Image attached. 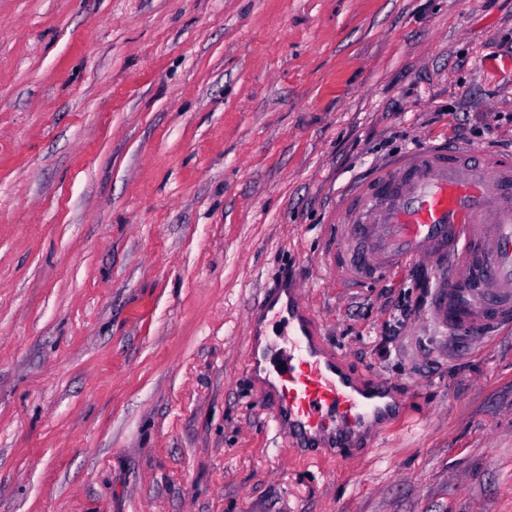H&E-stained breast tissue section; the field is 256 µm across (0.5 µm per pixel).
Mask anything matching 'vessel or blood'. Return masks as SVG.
I'll return each mask as SVG.
<instances>
[{
    "mask_svg": "<svg viewBox=\"0 0 512 512\" xmlns=\"http://www.w3.org/2000/svg\"><path fill=\"white\" fill-rule=\"evenodd\" d=\"M329 224L345 284L375 287L421 261L437 274V326L452 336L512 331V156L443 143L402 152L347 188ZM287 295V344L260 329L248 344L252 374L265 376L266 415L297 449L357 452L402 414L404 398L352 370L299 289Z\"/></svg>",
    "mask_w": 512,
    "mask_h": 512,
    "instance_id": "obj_1",
    "label": "vessel or blood"
}]
</instances>
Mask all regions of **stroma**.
<instances>
[{"label": "stroma", "instance_id": "35a3bbf8", "mask_svg": "<svg viewBox=\"0 0 512 512\" xmlns=\"http://www.w3.org/2000/svg\"><path fill=\"white\" fill-rule=\"evenodd\" d=\"M445 141L512 152V0H0V512H512V332L445 336L417 261L343 286L324 236ZM286 286L408 397L359 457L263 412Z\"/></svg>", "mask_w": 512, "mask_h": 512}]
</instances>
